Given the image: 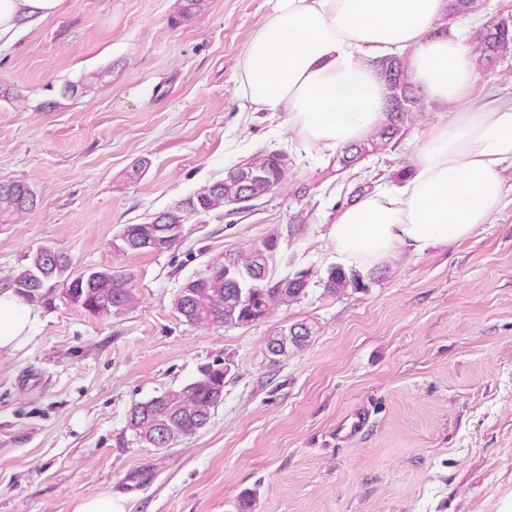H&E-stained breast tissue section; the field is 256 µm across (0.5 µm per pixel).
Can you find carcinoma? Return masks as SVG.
I'll use <instances>...</instances> for the list:
<instances>
[{
  "instance_id": "obj_1",
  "label": "carcinoma",
  "mask_w": 512,
  "mask_h": 512,
  "mask_svg": "<svg viewBox=\"0 0 512 512\" xmlns=\"http://www.w3.org/2000/svg\"><path fill=\"white\" fill-rule=\"evenodd\" d=\"M473 50L479 62L493 66L503 52L512 47V25L507 22L488 25L473 37ZM389 89L386 119L374 134V140H392L407 121L410 112L419 107L420 98L410 94L404 79L403 64L395 57L381 62ZM252 168L228 170L221 180L199 187L186 201V213L221 211L238 200L236 206L247 210L253 203L276 192L285 182L288 164L280 154L261 152L250 157ZM36 206L33 189L21 181H0V221L29 211ZM277 241L268 239L246 256H224V260L209 265L205 273L192 280L189 296L177 305L186 322L195 325L249 324L257 311L272 313L280 306L297 301L306 294L307 280L297 274L279 279L268 276L269 259ZM70 260L61 251L46 263L42 251L27 255L26 264L10 279L13 291L30 302L41 300L45 289L61 287L63 297L76 307L90 313L111 302L129 310L136 304L134 289L126 286L133 274L110 269L90 271L78 276L69 271ZM326 293L338 296L347 289L365 287L364 276L358 271L334 266L322 281ZM310 337V329L297 323L288 332L269 339L267 348L275 347L286 356L290 347H300ZM224 368L218 364L201 367L199 376L180 389L134 404L127 416V429L143 443L160 448L161 436L168 443L195 434L208 424L215 409L224 401Z\"/></svg>"
}]
</instances>
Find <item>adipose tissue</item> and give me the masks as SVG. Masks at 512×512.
Listing matches in <instances>:
<instances>
[{"instance_id": "ef3b65f1", "label": "adipose tissue", "mask_w": 512, "mask_h": 512, "mask_svg": "<svg viewBox=\"0 0 512 512\" xmlns=\"http://www.w3.org/2000/svg\"><path fill=\"white\" fill-rule=\"evenodd\" d=\"M64 0H0V42L39 26ZM448 0H274L241 56L237 96L254 112L284 113L305 150L333 152L368 138L389 105L380 61L405 59L410 88L448 110L418 143L402 185L343 209L328 233L344 268L381 270L398 252L420 254L472 236L501 207L512 167V103L475 104L469 16L448 24ZM35 316L0 292V349Z\"/></svg>"}]
</instances>
